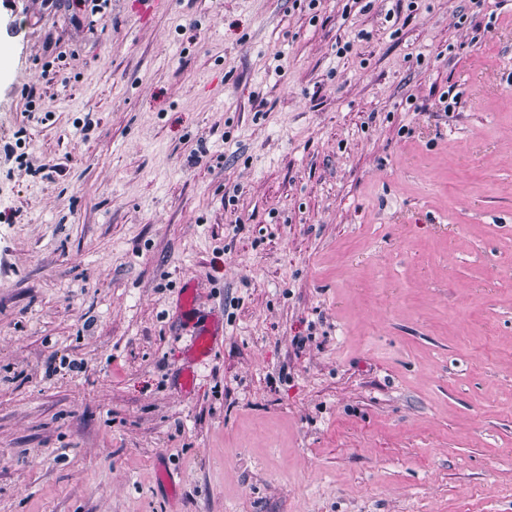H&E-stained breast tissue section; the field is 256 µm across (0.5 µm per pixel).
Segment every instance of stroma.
<instances>
[{"label": "stroma", "mask_w": 512, "mask_h": 512, "mask_svg": "<svg viewBox=\"0 0 512 512\" xmlns=\"http://www.w3.org/2000/svg\"><path fill=\"white\" fill-rule=\"evenodd\" d=\"M98 2L0 0V512H512V0Z\"/></svg>", "instance_id": "stroma-1"}]
</instances>
